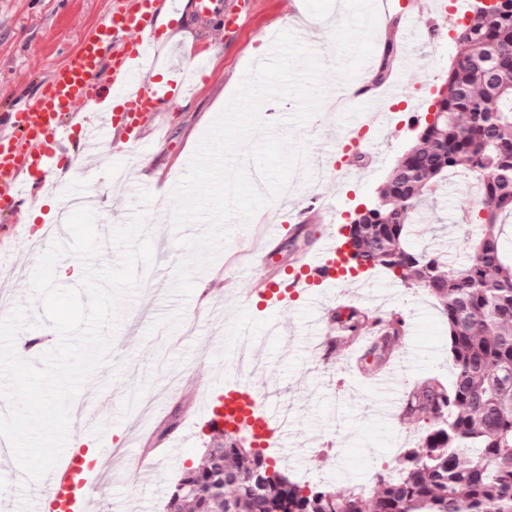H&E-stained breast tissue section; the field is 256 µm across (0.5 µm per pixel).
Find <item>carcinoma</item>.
Masks as SVG:
<instances>
[{
	"mask_svg": "<svg viewBox=\"0 0 512 512\" xmlns=\"http://www.w3.org/2000/svg\"><path fill=\"white\" fill-rule=\"evenodd\" d=\"M455 28L460 52L414 143L377 198L354 212L345 274L381 269L433 297L448 325L453 377L421 378L403 417L429 423L395 475H376L369 494L304 489L229 431L211 437L201 463L170 488L163 512H512V0ZM463 172L478 186L468 253L450 261L417 250L411 225L432 189ZM328 320L355 338L375 324L352 305ZM368 351L371 371L405 339L402 318Z\"/></svg>",
	"mask_w": 512,
	"mask_h": 512,
	"instance_id": "cac0c4a2",
	"label": "carcinoma"
}]
</instances>
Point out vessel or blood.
Segmentation results:
<instances>
[{"label": "vessel or blood", "instance_id": "b4317fda", "mask_svg": "<svg viewBox=\"0 0 512 512\" xmlns=\"http://www.w3.org/2000/svg\"><path fill=\"white\" fill-rule=\"evenodd\" d=\"M195 4L202 18L227 32L253 7L252 0H195ZM163 9L178 15L179 0H114L106 18L85 30L77 48L48 69L35 99L25 109L0 113L1 216L21 223L27 202L39 192H52L51 176L82 173L86 157L95 158L97 167H110V141L119 142L118 154L127 165L140 164L146 129L161 114L177 111L184 91L185 77L179 68H172L168 83L160 81L164 43L157 35L156 22ZM393 91L388 85L368 97L364 121L349 132L341 146L343 157L333 164L343 181L354 175L346 154L373 148V131L394 126L396 114L385 108ZM71 145L86 147L88 153L61 165L58 156ZM52 194L56 221L45 225L43 232L50 243L67 241L63 222L72 209H99L104 204L94 193L80 197ZM303 230L299 223L280 225L257 250L253 270L264 273L258 293L271 306L284 308L293 298L307 296L316 311L310 329L320 336L324 333V303L344 285L340 269L343 249L335 228H328L316 246L300 256L295 273L284 276L271 268L282 243ZM406 369L404 358L399 357L381 374L390 390L383 413H390L398 402L396 381ZM197 418L212 431L240 428L266 448L282 449L288 438L268 395L249 381L212 379L202 392ZM73 427L77 440L41 481L38 512H85L88 496L112 478L108 421L86 406ZM93 444L99 449L95 457L89 454ZM160 462L157 456L130 454L126 460L128 480L143 482Z\"/></svg>", "mask_w": 512, "mask_h": 512}]
</instances>
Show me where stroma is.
Instances as JSON below:
<instances>
[{
	"mask_svg": "<svg viewBox=\"0 0 512 512\" xmlns=\"http://www.w3.org/2000/svg\"><path fill=\"white\" fill-rule=\"evenodd\" d=\"M113 0H0V112L26 107L35 97L47 70L60 64L77 47L84 29L112 8ZM421 22L436 20L433 39H418L417 66L402 73L400 95L419 91L434 96L443 84L451 61L460 48L452 38L459 23L458 13L432 11L431 0H409ZM179 31L194 43L193 58L203 64L190 74L185 96L177 112L159 116L147 137L144 167L152 176L146 189L153 195L171 197L184 175L194 150L211 123L220 114L221 103L229 102L251 63L266 60L270 48L266 37L292 33L303 45L323 56L325 83L356 92L375 58L388 46H399L400 31L379 10L357 7L350 0H254L249 15L226 36H211L210 22L197 18L193 4L183 7ZM304 23H297V14ZM297 106L292 100H270L260 109L264 123L275 132L306 145V154L321 157L330 144H341L354 116L347 107L332 108L323 102L304 125L291 126ZM283 124H275V114ZM417 119L400 129L382 131L378 159H356L358 178L340 187L332 171L320 181H305L294 172V191L259 209L252 224L270 226L286 221L290 209L317 196L335 205V224H346L354 209L374 199L399 157L413 142ZM75 190L98 191L131 211L136 189L112 180L105 171H90L74 185ZM478 207L471 184L449 178L424 203L423 213L412 229L411 239L422 250L439 249L446 225H458ZM148 232L153 242H166L167 249L155 252L160 269H139L142 284L135 296L123 300V316L115 335L109 361L94 373L78 393V400L107 414L112 420L115 448L128 444L132 427L148 422L160 430L162 421L149 420L145 403L163 394L164 373L176 377L179 406L171 415L179 422L196 408V401L212 376L232 358L241 324H248L257 346L254 350L261 372L254 379L270 399L289 414L291 437L273 464L293 479L310 476L317 488L346 490L371 485L376 473L393 469L406 448L412 447L421 427L371 413L384 394L374 379L362 377L347 347L316 348L308 327L311 313L306 299L274 310L246 302L255 286L240 274L253 246L231 232L229 238L204 270L192 275L195 287L189 297L174 290L175 267L186 251L176 239L171 214L153 213ZM369 294L355 295L352 288L337 292L325 302L326 309L353 304L372 314H398L406 322L407 339L395 348L409 354L410 370L401 379L402 388L426 373L450 376L448 327L436 301L418 288L394 282L385 271L372 272ZM224 308L223 319L209 313L210 301ZM209 440L198 430L179 449L176 459L161 468L144 485L125 482L113 474L90 498L86 512H162L171 486L182 471L196 466ZM36 481L24 477L17 463L0 467V501L12 502L17 512H36L33 493Z\"/></svg>",
	"mask_w": 512,
	"mask_h": 512,
	"instance_id": "35a3bbf8",
	"label": "stroma"
}]
</instances>
